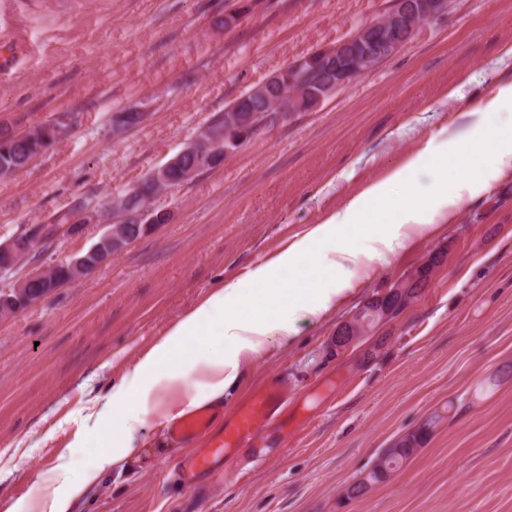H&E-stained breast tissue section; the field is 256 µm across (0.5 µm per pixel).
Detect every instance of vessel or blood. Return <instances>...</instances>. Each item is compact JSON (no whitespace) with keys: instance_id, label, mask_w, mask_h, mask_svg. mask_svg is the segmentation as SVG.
I'll list each match as a JSON object with an SVG mask.
<instances>
[{"instance_id":"vessel-or-blood-1","label":"vessel or blood","mask_w":512,"mask_h":512,"mask_svg":"<svg viewBox=\"0 0 512 512\" xmlns=\"http://www.w3.org/2000/svg\"><path fill=\"white\" fill-rule=\"evenodd\" d=\"M284 401L281 383L270 380L238 409L233 421L217 433L211 430L215 412L210 406L202 404L189 408L169 426L170 438L180 443L203 436L207 444L186 458L182 468L184 478L211 471L214 463L223 460L230 449L249 446Z\"/></svg>"}]
</instances>
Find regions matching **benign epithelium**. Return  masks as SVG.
<instances>
[{
	"mask_svg": "<svg viewBox=\"0 0 512 512\" xmlns=\"http://www.w3.org/2000/svg\"><path fill=\"white\" fill-rule=\"evenodd\" d=\"M446 7V0H391L389 12L368 28H360L346 39L319 48L291 63L289 69L279 70L255 85L249 94L267 98L277 95L289 100L288 109H280L272 114L276 123L288 119L295 112H311L319 108L327 99L336 95L356 77L373 70L387 53H396L410 43L421 26L434 18ZM228 126L243 129L254 127L253 114L242 109L232 110L225 115ZM219 137L208 126L202 127L191 142L164 165L153 170V178L164 182L168 169L177 166L182 169L184 182L196 179L203 163L217 167L224 163V157L233 153L229 146L218 147ZM170 212L156 204L142 208L136 221L114 223L85 253L73 255L64 261L70 269V275L78 281L91 271L112 261V256L122 252L127 245L135 241L142 231H153L169 222ZM37 241L17 235L7 241H0V270L27 268L13 283L12 289L0 297L13 306L14 310L34 305L33 294L28 288L32 283H40L44 292L41 297L50 294V290L59 285L48 280L49 269L35 266L33 254ZM421 276L415 270L393 283L383 294L375 297L368 305L373 318L383 323L388 319L391 306L408 305L412 299L413 285ZM365 323L353 316L336 328L335 336L330 339V348L338 353L349 349L362 339L361 329Z\"/></svg>",
	"mask_w": 512,
	"mask_h": 512,
	"instance_id": "7a95c632",
	"label": "benign epithelium"
}]
</instances>
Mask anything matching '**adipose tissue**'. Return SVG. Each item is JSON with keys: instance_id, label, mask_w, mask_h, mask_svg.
<instances>
[{"instance_id": "1", "label": "adipose tissue", "mask_w": 512, "mask_h": 512, "mask_svg": "<svg viewBox=\"0 0 512 512\" xmlns=\"http://www.w3.org/2000/svg\"><path fill=\"white\" fill-rule=\"evenodd\" d=\"M509 106L512 107V83L499 85L475 109V120L467 131H440L438 145L418 153L384 180L368 185L350 198L340 212L315 225L274 260L252 270L250 293H242L234 284L223 286L174 325L125 374L102 408L119 426L120 447L101 451L94 467L80 480L39 487L36 495L47 512H71L73 501L84 495L102 473L121 468L136 452L137 435L150 417L161 413L175 419L188 406L199 404L201 398L191 391V380H200L208 399H221L237 381L242 360L267 351L274 337L289 338L294 319L319 317L335 309L344 302L354 279L409 249L436 219L452 215L466 199L512 175V123L496 125L490 121L493 113ZM469 156L484 157L483 168L463 172L451 184L438 177L444 158ZM408 182L413 190L392 211L390 221L372 223V216L389 209L394 187ZM352 231L362 232L365 243L361 248L341 247L317 255L321 243ZM304 262L314 268L306 286H285L277 275L279 268ZM216 331L224 338L223 351L207 356L196 354V347L205 344ZM161 363L169 367L162 381L155 375V368ZM163 383L181 389V397L160 403L157 392Z\"/></svg>"}]
</instances>
